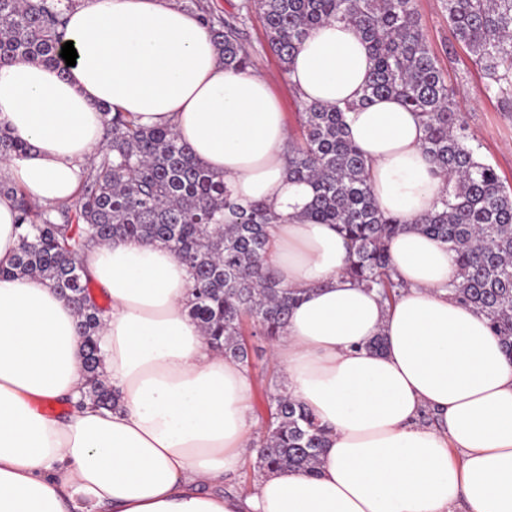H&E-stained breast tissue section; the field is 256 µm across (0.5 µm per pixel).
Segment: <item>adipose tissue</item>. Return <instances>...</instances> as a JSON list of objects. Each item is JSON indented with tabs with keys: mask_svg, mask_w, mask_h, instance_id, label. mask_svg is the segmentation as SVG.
I'll use <instances>...</instances> for the list:
<instances>
[{
	"mask_svg": "<svg viewBox=\"0 0 512 512\" xmlns=\"http://www.w3.org/2000/svg\"><path fill=\"white\" fill-rule=\"evenodd\" d=\"M67 30L78 58L66 70L0 66V125L31 145L0 178L38 206L72 203L104 143L105 103L171 127L239 206L271 204L270 263L300 297L272 358L328 444L314 474L264 472L246 495L221 491L252 440L250 377L189 316L177 253L116 237L84 256L111 301L97 344L115 410L82 400L76 315L52 282L0 279V512H512V360L454 298L456 252L414 226L440 210L446 183L414 112L395 97L362 104L374 61L356 26L311 29L288 81L303 101L346 107L379 209L406 224L389 242L404 284L390 304L346 275L338 227L306 217L312 189L288 174L268 79L224 68L197 13L89 0Z\"/></svg>",
	"mask_w": 512,
	"mask_h": 512,
	"instance_id": "ef3b65f1",
	"label": "adipose tissue"
}]
</instances>
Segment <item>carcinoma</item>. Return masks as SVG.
<instances>
[{
    "mask_svg": "<svg viewBox=\"0 0 512 512\" xmlns=\"http://www.w3.org/2000/svg\"><path fill=\"white\" fill-rule=\"evenodd\" d=\"M78 0H0V63L27 61L64 70L67 14ZM201 14L227 69L251 66L242 30L261 17L271 53L283 72L308 32L329 19L355 24L375 65L360 104L397 96L419 115L424 151L447 176L442 210L417 229L457 253L460 281L451 292L484 314L512 359V190L479 147L469 142L447 73L427 45L415 0H241L224 18L206 0H183ZM448 22L486 82L483 92L512 112V0H446ZM299 133L288 138L290 175L313 188L307 216L339 225L350 243L346 274L394 302L402 284L387 250L403 221L375 204L367 166L350 140L343 110L296 99ZM99 109L107 117L105 143L87 168L74 204L33 208L19 187L0 180V195L14 199L21 245L0 278L39 276L53 282L76 314L88 372L85 397L116 407L96 332L107 307L92 293L80 262L89 247L114 237L163 241L188 267L194 298L189 315L210 344L250 365L246 321L268 340L282 335L296 293L266 264L271 206H237L218 177L193 159L191 147L170 127L144 128L132 115ZM29 143L0 128V160L18 158ZM271 421L253 446L258 468L314 473L327 436L312 413L292 399L285 383L269 384Z\"/></svg>",
    "mask_w": 512,
    "mask_h": 512,
    "instance_id": "obj_1",
    "label": "carcinoma"
}]
</instances>
